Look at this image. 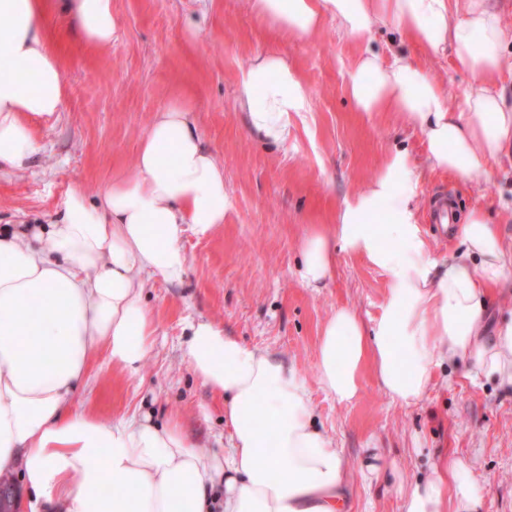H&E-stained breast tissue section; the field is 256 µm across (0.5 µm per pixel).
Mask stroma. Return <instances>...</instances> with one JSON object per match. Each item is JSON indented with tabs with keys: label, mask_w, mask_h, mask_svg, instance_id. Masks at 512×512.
<instances>
[{
	"label": "stroma",
	"mask_w": 512,
	"mask_h": 512,
	"mask_svg": "<svg viewBox=\"0 0 512 512\" xmlns=\"http://www.w3.org/2000/svg\"><path fill=\"white\" fill-rule=\"evenodd\" d=\"M63 7V0H52L44 28L64 72V104L53 120L34 124L40 146L34 164L23 172L0 170V226L50 223L69 191L92 200L112 178H135L139 146L156 112L179 97L190 101L204 146L223 166L230 198L215 233L184 235L182 285L146 278L144 299L158 336L138 371H121L98 356L73 408L105 420L137 407L160 423L176 416L198 447H223L224 400L184 357L187 321L207 319L275 353L306 380L318 425L351 471L349 512H404L401 488L425 477L445 452L469 466L484 491L483 512H512L511 390L473 381L459 362L448 364L447 382H436L412 407L392 401L369 373L349 403H337L318 382L325 320L347 307L371 323L386 276L340 251L331 278L304 286L299 243L332 224L337 207L367 186L392 150H406L417 168L426 165L419 129L387 113L357 111L347 92V71L362 47L387 52L394 27H380L358 44L329 20L315 39L291 41L253 15L246 0H112L116 39L89 50ZM272 51L295 64L310 94L309 111L279 145L261 141L236 104L241 70ZM424 63L456 102L477 85L453 68L450 55L431 54ZM438 191L454 197L457 217L480 207L498 218L512 207V166L481 169L469 180L425 174L418 222L441 254L458 237L429 219Z\"/></svg>",
	"instance_id": "1"
}]
</instances>
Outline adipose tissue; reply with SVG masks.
Wrapping results in <instances>:
<instances>
[{"mask_svg": "<svg viewBox=\"0 0 512 512\" xmlns=\"http://www.w3.org/2000/svg\"><path fill=\"white\" fill-rule=\"evenodd\" d=\"M292 40L335 21L364 41L394 23L415 49L450 52L478 83L463 104L402 51L363 49L348 71L358 111L393 114L425 135L429 170L469 178L512 155V100L499 84L512 26L493 0H247ZM48 0H0V168H28L38 152L31 122L52 120L65 98L63 69L42 34ZM85 47L116 38L112 0H66ZM31 74L36 88L22 80ZM238 108L265 141L281 144L309 94L276 53L242 70ZM177 101L157 112L137 156L136 179H113L88 201L67 194L51 224L0 228V472L21 469L31 512H343L350 471L316 425L295 368L206 320L189 322L192 371L224 398V448L196 447L178 418L133 411L103 421L72 408L93 359L135 369L155 343L143 276L182 283L184 231L205 238L224 222V169ZM421 180L392 152L366 189L346 200L333 231L301 244L299 278L314 287L345 251L387 277L379 315L364 324L334 311L318 343V378L340 403L355 399L365 370L400 405L420 403L438 369L458 359L472 378L512 389V318L487 329L491 295L512 288V243L482 208L469 211L456 248L437 257L414 207ZM484 494L467 465L440 457L404 494L405 512H480Z\"/></svg>", "mask_w": 512, "mask_h": 512, "instance_id": "adipose-tissue-1", "label": "adipose tissue"}]
</instances>
